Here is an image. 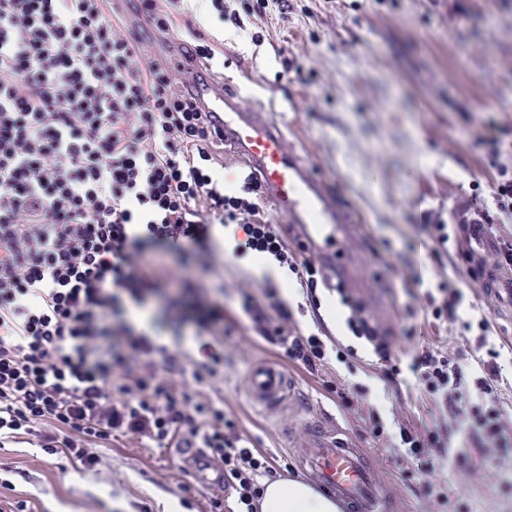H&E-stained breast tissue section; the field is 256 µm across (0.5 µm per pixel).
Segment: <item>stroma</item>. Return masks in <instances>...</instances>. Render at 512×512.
Masks as SVG:
<instances>
[{
	"instance_id": "obj_1",
	"label": "stroma",
	"mask_w": 512,
	"mask_h": 512,
	"mask_svg": "<svg viewBox=\"0 0 512 512\" xmlns=\"http://www.w3.org/2000/svg\"><path fill=\"white\" fill-rule=\"evenodd\" d=\"M211 32L224 54L216 80L239 91L241 110L265 104L286 149L319 175L330 206L348 216L320 251L350 257L353 296L388 331L402 380L388 382L371 349L356 345L335 294L318 289L321 306L312 310L295 274L258 276L236 259L224 262V325L231 334L224 339L223 380H193L189 357L197 343L187 333L170 336L162 295L148 299L132 321L137 330L160 332L162 343L180 345L182 357L159 365V374L223 401L277 477L303 478L305 423L318 409L335 420L339 441L369 452L392 495L391 512H512V446L497 455L481 448L462 422L448 420L414 388L408 370L416 345L411 325L443 343L479 334L466 312L453 324L410 318L411 276L424 265L487 317L489 342L501 349L507 378L501 405L512 427V298L490 295L481 281L460 274L454 247H436L423 228L427 215H448L471 200L486 210L494 243L512 239V222L502 223L494 200L496 166L512 163V0H288L285 16L242 29L215 23ZM267 281L279 288L295 330L325 333L331 345H356V357L331 361L327 374L346 390L366 388L358 413L344 411L336 394L292 365L287 409L250 401L249 369L277 354L248 330L240 292ZM372 411L393 437L402 422L439 431L443 500L424 497L410 461L373 438L362 419ZM92 451L100 463L82 473L42 451L36 438L8 444L0 449V467L13 487H0V497L30 501L34 512H211L216 499L232 505L229 492L197 482L174 449L118 435Z\"/></svg>"
}]
</instances>
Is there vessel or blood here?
I'll use <instances>...</instances> for the list:
<instances>
[{"label": "vessel or blood", "mask_w": 512, "mask_h": 512, "mask_svg": "<svg viewBox=\"0 0 512 512\" xmlns=\"http://www.w3.org/2000/svg\"><path fill=\"white\" fill-rule=\"evenodd\" d=\"M193 54L190 46H182V57L190 61L185 84L223 131L225 144L243 158L263 195L287 213L290 223L304 225L313 243L328 241L331 226L343 223L344 217L327 204L321 181L298 155L286 153L281 128L263 118L262 107L240 111L238 93L206 73ZM247 385L252 401L263 408L278 409L288 400V374L277 363H257ZM301 466L312 481L345 504L348 512H387L386 492L362 450L319 431L302 455Z\"/></svg>", "instance_id": "obj_1"}]
</instances>
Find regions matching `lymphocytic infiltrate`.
<instances>
[{
	"instance_id": "lymphocytic-infiltrate-1",
	"label": "lymphocytic infiltrate",
	"mask_w": 512,
	"mask_h": 512,
	"mask_svg": "<svg viewBox=\"0 0 512 512\" xmlns=\"http://www.w3.org/2000/svg\"><path fill=\"white\" fill-rule=\"evenodd\" d=\"M110 0H0V447L34 436L50 455L64 454L90 471L91 444L114 434L169 448L197 445L224 475L234 512H257L272 476L267 457L243 436L233 411L197 399L160 378L154 355L166 354L149 333L135 330L125 300L180 290L177 309L201 337L193 377L224 375V303L197 295L201 268L217 264L209 243L217 228L244 233L233 256L268 257L297 274L308 301L328 283L324 256L297 261L279 225L258 219L253 179L227 192L209 146L220 136L208 113L183 88L182 63L149 54L141 38L109 16ZM160 38L184 31L199 59H215L203 29L212 19L240 24L286 13V0H208L203 17L187 0H134ZM207 210H200V202ZM478 209L466 203L448 220L428 217L438 244L455 242L468 255L467 226ZM157 243L178 258L155 274L144 247ZM349 313L346 324L378 361L392 367L391 343L344 281L334 283ZM460 291L445 283L414 298L415 311L457 321ZM242 310L255 336L289 362L324 377L327 345L289 327L280 290L265 283ZM491 351L481 372H466L442 346L421 345L409 369L421 393L449 417L463 419L483 447L512 442L499 409L501 367ZM399 442L425 493L435 488L438 433L400 426Z\"/></svg>"
}]
</instances>
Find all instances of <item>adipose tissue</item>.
Wrapping results in <instances>:
<instances>
[{"label": "adipose tissue", "instance_id": "adipose-tissue-1", "mask_svg": "<svg viewBox=\"0 0 512 512\" xmlns=\"http://www.w3.org/2000/svg\"><path fill=\"white\" fill-rule=\"evenodd\" d=\"M259 512H340L334 499L297 479L266 482Z\"/></svg>", "mask_w": 512, "mask_h": 512}]
</instances>
